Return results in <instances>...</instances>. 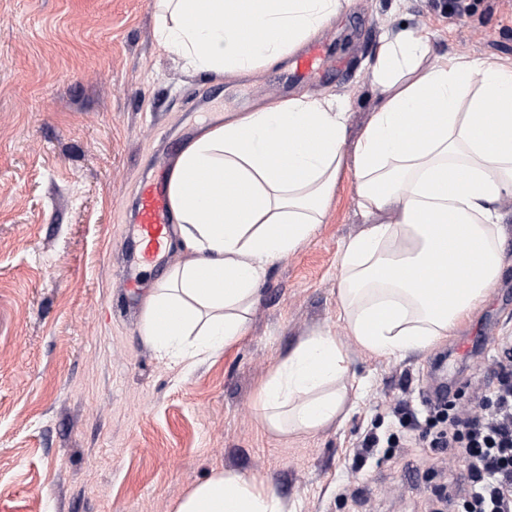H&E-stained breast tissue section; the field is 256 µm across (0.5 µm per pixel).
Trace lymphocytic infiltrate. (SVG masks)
Wrapping results in <instances>:
<instances>
[{
  "label": "lymphocytic infiltrate",
  "mask_w": 512,
  "mask_h": 512,
  "mask_svg": "<svg viewBox=\"0 0 512 512\" xmlns=\"http://www.w3.org/2000/svg\"><path fill=\"white\" fill-rule=\"evenodd\" d=\"M496 379L478 393L471 411L429 404L421 421L405 407L395 410L429 447L461 450L468 474L463 512H512V360L498 361Z\"/></svg>",
  "instance_id": "obj_1"
}]
</instances>
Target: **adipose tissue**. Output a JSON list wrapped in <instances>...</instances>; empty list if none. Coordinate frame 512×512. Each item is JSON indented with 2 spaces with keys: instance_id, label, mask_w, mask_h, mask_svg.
<instances>
[{
  "instance_id": "ef3b65f1",
  "label": "adipose tissue",
  "mask_w": 512,
  "mask_h": 512,
  "mask_svg": "<svg viewBox=\"0 0 512 512\" xmlns=\"http://www.w3.org/2000/svg\"><path fill=\"white\" fill-rule=\"evenodd\" d=\"M348 0H157L156 42L194 71L245 75L274 65ZM418 30L387 35L373 62L381 98L352 153L349 112L291 97L203 127L169 184L185 257L145 300L158 356L190 369L246 334L268 267L323 223L353 158L369 224L339 259V316L355 343L384 358L422 352L466 320L502 272L496 204L512 194V63L432 56ZM343 343L302 340L264 384L262 422L314 432L348 410ZM174 512H289L264 485L222 471Z\"/></svg>"
}]
</instances>
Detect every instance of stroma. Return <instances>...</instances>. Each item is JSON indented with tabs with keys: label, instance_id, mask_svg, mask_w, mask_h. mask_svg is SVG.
Returning a JSON list of instances; mask_svg holds the SVG:
<instances>
[{
	"label": "stroma",
	"instance_id": "35a3bbf8",
	"mask_svg": "<svg viewBox=\"0 0 512 512\" xmlns=\"http://www.w3.org/2000/svg\"><path fill=\"white\" fill-rule=\"evenodd\" d=\"M465 11H458V4ZM425 33L434 54L512 61V0H351L322 29L323 75L298 85L289 61L200 75L158 49L153 0H0V512H173L211 474L262 482L291 512H459L465 465L390 414L453 385L459 409L495 382L512 337V197L500 205V280L448 340L406 357L359 349L339 318L338 256L367 219L345 162L324 224L261 284L249 330L189 373L143 335L144 300L184 256L172 239L127 261L143 179L170 171L199 130L294 96L347 102L355 144L381 95L370 63L385 34ZM343 341L361 381L346 420L276 435L261 388L300 341ZM476 341L465 357L461 342ZM370 433L396 452L355 454Z\"/></svg>",
	"mask_w": 512,
	"mask_h": 512
}]
</instances>
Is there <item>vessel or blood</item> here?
Listing matches in <instances>:
<instances>
[{"mask_svg":"<svg viewBox=\"0 0 512 512\" xmlns=\"http://www.w3.org/2000/svg\"><path fill=\"white\" fill-rule=\"evenodd\" d=\"M324 45L313 42L293 58L295 75L304 82L318 75L322 69ZM138 213L136 232L143 244L140 259L152 261L154 256L166 249L172 238L171 206L166 175L142 181L138 192Z\"/></svg>","mask_w":512,"mask_h":512,"instance_id":"obj_1","label":"vessel or blood"}]
</instances>
